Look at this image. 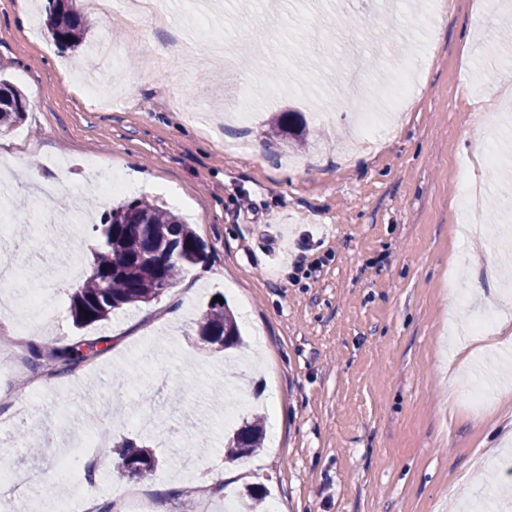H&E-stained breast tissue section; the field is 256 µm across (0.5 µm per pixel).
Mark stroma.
Instances as JSON below:
<instances>
[{"label":"stroma","mask_w":512,"mask_h":512,"mask_svg":"<svg viewBox=\"0 0 512 512\" xmlns=\"http://www.w3.org/2000/svg\"><path fill=\"white\" fill-rule=\"evenodd\" d=\"M0 0V80L25 96L20 123L0 134L9 205L35 187L72 189L73 221L56 226L70 262L86 267L104 213L83 158L117 167L126 190L171 206L207 245V259L157 301L77 326L70 279L25 278L44 289L56 327L46 342L124 338L42 388L26 415L40 451L6 448L12 467L53 470L54 432L137 437L132 416H154L160 464L152 486L187 482L172 454L195 427L249 402L234 423L265 430L239 486L198 498L224 512L244 486L268 490L266 512H462L494 500L512 512V478L473 449L499 448L494 422L512 415V0H223L216 33L262 43L243 71L207 68L180 46L195 0L144 18L139 35L86 13L89 44L135 49L90 70L60 49L44 21L48 0ZM361 92L344 96L353 59ZM408 111L382 113L388 134L364 138L359 112L379 107L401 74ZM254 86L248 123L224 112L240 78ZM293 112L311 133L291 149L267 119ZM253 207L238 214L241 198ZM224 297L245 344L204 347L196 320ZM497 324L471 333L483 314ZM493 387L471 408L469 389Z\"/></svg>","instance_id":"35a3bbf8"}]
</instances>
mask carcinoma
<instances>
[{"label": "carcinoma", "instance_id": "obj_1", "mask_svg": "<svg viewBox=\"0 0 512 512\" xmlns=\"http://www.w3.org/2000/svg\"><path fill=\"white\" fill-rule=\"evenodd\" d=\"M79 0H54L47 25L53 40L65 49L87 45L88 23ZM26 99L21 92L0 83V132H7L23 119ZM273 127L288 135L299 136L302 130L288 122V113L277 112L271 118ZM165 234L163 241L151 239L149 228ZM103 239L92 271L71 296L70 311L78 326L105 321L117 310L136 303H149L162 295L159 284H174L185 269L206 259V245L192 227L161 205L146 199L121 202L105 213L103 221L94 225ZM197 336L208 348L232 349L242 343L234 314L226 304L213 300L197 323ZM94 345L87 351L69 347L47 346L32 352L33 367L48 368V374L64 372L79 361L95 356ZM262 427L258 419L246 423L224 438L228 455L244 457L261 445ZM116 456L115 465L128 467V476L152 475L158 459L153 449L129 439L109 449ZM247 512H257L263 494L257 487L247 486L242 494Z\"/></svg>", "mask_w": 512, "mask_h": 512}]
</instances>
